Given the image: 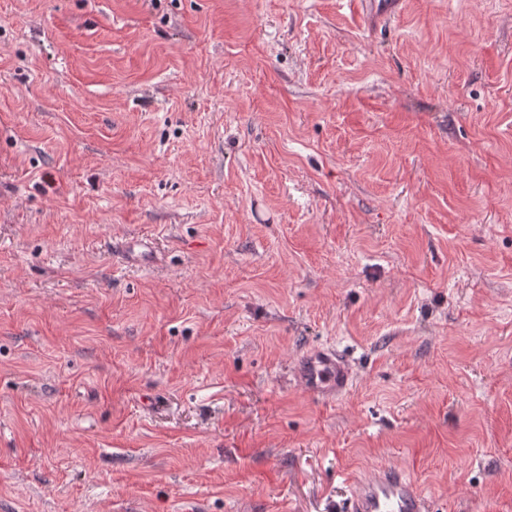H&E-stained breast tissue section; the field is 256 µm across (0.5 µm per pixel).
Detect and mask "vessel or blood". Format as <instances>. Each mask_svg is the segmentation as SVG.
I'll return each mask as SVG.
<instances>
[{
    "mask_svg": "<svg viewBox=\"0 0 512 512\" xmlns=\"http://www.w3.org/2000/svg\"><path fill=\"white\" fill-rule=\"evenodd\" d=\"M294 377L302 389L327 399L344 395L353 382L348 360L329 349H316L303 356ZM344 512H428V506L406 471L384 465L353 481Z\"/></svg>",
    "mask_w": 512,
    "mask_h": 512,
    "instance_id": "1",
    "label": "vessel or blood"
}]
</instances>
